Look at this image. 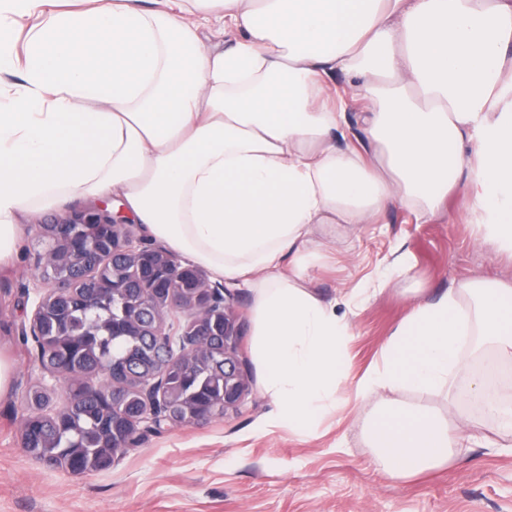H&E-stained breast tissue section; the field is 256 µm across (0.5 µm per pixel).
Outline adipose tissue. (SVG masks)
<instances>
[{"mask_svg":"<svg viewBox=\"0 0 512 512\" xmlns=\"http://www.w3.org/2000/svg\"><path fill=\"white\" fill-rule=\"evenodd\" d=\"M0 0V263L39 213L120 199L128 220L257 291L254 354L275 416L308 426L337 401L344 327L301 285L312 225L435 214L466 181L481 242L512 258V0H113L80 14ZM215 9L224 48L202 32ZM41 15L17 62L15 17ZM344 75L366 99L348 111ZM358 131L356 145L337 139ZM487 336L512 359V283L466 280L420 301L358 393L449 388ZM473 394L512 432V392ZM376 462L395 480L447 462L448 420L385 404Z\"/></svg>","mask_w":512,"mask_h":512,"instance_id":"ef3b65f1","label":"adipose tissue"}]
</instances>
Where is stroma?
Wrapping results in <instances>:
<instances>
[{
  "label": "stroma",
  "instance_id": "1",
  "mask_svg": "<svg viewBox=\"0 0 512 512\" xmlns=\"http://www.w3.org/2000/svg\"><path fill=\"white\" fill-rule=\"evenodd\" d=\"M36 226H28L19 258L0 271V358L12 368L10 390L0 397V512H512V450L481 442L493 423L468 396V370L454 373L449 392L398 386L366 399L356 394L364 375L383 365L391 331L415 302L436 300L464 280L512 282V260L477 239L466 184L425 220L393 206L374 224L314 225L313 239L327 248L307 285L346 326L340 399L316 424L270 422L271 399L252 348L253 295L238 288L240 353L252 378L244 405L149 435L110 469L83 475L46 464L22 443L25 397L42 382L22 336L38 301ZM385 399L470 418L476 436L463 439L448 464L388 480L370 436Z\"/></svg>",
  "mask_w": 512,
  "mask_h": 512
}]
</instances>
